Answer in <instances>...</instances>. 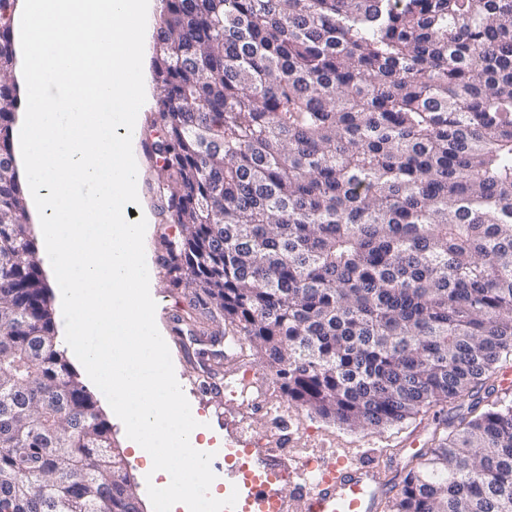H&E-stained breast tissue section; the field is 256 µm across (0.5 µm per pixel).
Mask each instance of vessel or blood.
<instances>
[{
    "mask_svg": "<svg viewBox=\"0 0 512 512\" xmlns=\"http://www.w3.org/2000/svg\"><path fill=\"white\" fill-rule=\"evenodd\" d=\"M262 400L247 403L224 448L232 464L224 471L228 484H242L233 512H287L280 493L285 478H293L298 512H376L391 489L387 465L370 460L365 453L326 458L276 456L258 447L249 434L250 414L270 412Z\"/></svg>",
    "mask_w": 512,
    "mask_h": 512,
    "instance_id": "obj_1",
    "label": "vessel or blood"
}]
</instances>
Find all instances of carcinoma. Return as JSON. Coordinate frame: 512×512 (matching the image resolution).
Returning a JSON list of instances; mask_svg holds the SVG:
<instances>
[{
  "mask_svg": "<svg viewBox=\"0 0 512 512\" xmlns=\"http://www.w3.org/2000/svg\"><path fill=\"white\" fill-rule=\"evenodd\" d=\"M163 261L288 399L382 430L469 399L383 512H512V0H161ZM0 0V512H142L73 373L15 167Z\"/></svg>",
  "mask_w": 512,
  "mask_h": 512,
  "instance_id": "1",
  "label": "carcinoma"
}]
</instances>
